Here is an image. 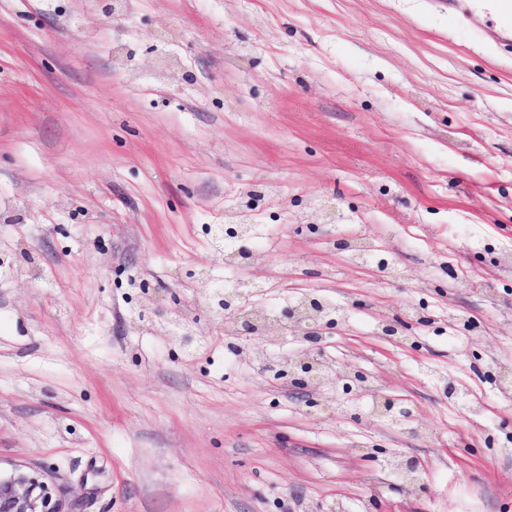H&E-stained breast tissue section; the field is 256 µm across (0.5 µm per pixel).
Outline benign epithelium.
I'll list each match as a JSON object with an SVG mask.
<instances>
[{
    "mask_svg": "<svg viewBox=\"0 0 512 512\" xmlns=\"http://www.w3.org/2000/svg\"><path fill=\"white\" fill-rule=\"evenodd\" d=\"M253 225L242 221L217 224L213 236L218 246L223 242L234 241L241 246L230 253L222 252L224 264L240 271L244 278L238 280L239 288L229 292L223 290L219 282H208L204 273L194 269L185 272L190 281L207 282L201 296V303L210 321L224 325V335L238 342L237 351L248 348L255 339L273 344L293 336L302 344V349L287 357L271 359L258 356L261 374L274 381L288 384V387L307 396V407L320 405L315 394L332 385L336 393L348 401L359 402L365 394L375 393L372 376L365 369L345 365L339 367L328 361L322 351L326 335L343 326L349 318L348 311L343 317L331 318L325 312L326 302L317 294H306L287 302L278 310L276 322L269 324L261 309L253 307L245 310L250 295L249 287L255 282L246 278L252 268L269 260L266 252L250 248L246 243L254 238ZM147 304L137 313L139 325L152 332L170 337L178 342L186 352L198 348V337L194 330L196 319L187 316L180 308H166L156 295V288L147 278L139 284ZM408 322L398 318H384L378 322L377 330L387 338L401 335ZM373 414L417 433L413 424L417 420L413 410L395 398L381 395L373 401ZM421 463L414 457L398 459L394 463L397 474L406 480L410 488L416 489V474ZM0 512H74L65 498L47 482L44 475L35 470L15 469L0 474Z\"/></svg>",
    "mask_w": 512,
    "mask_h": 512,
    "instance_id": "benign-epithelium-1",
    "label": "benign epithelium"
}]
</instances>
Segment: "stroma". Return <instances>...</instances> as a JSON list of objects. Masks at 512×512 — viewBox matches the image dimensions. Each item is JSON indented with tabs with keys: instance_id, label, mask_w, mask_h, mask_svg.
Segmentation results:
<instances>
[{
	"instance_id": "obj_1",
	"label": "stroma",
	"mask_w": 512,
	"mask_h": 512,
	"mask_svg": "<svg viewBox=\"0 0 512 512\" xmlns=\"http://www.w3.org/2000/svg\"><path fill=\"white\" fill-rule=\"evenodd\" d=\"M499 34L445 0H0V471L77 512H512V392L485 372L512 366ZM327 205L401 277L338 251ZM231 213L263 228L258 302L349 307L325 352L420 434L331 392L306 410L197 310L180 277H235ZM144 278L196 316L195 354L134 328ZM373 404V414L387 418L397 425L404 426L411 433L417 434V429L412 427L417 420V416L410 407L398 401V399L385 395H379L378 398L374 399Z\"/></svg>"
}]
</instances>
